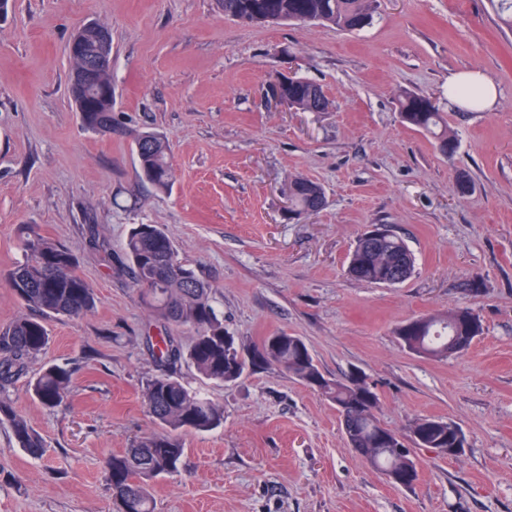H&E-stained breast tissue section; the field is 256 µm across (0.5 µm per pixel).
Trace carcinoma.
I'll list each match as a JSON object with an SVG mask.
<instances>
[{
	"label": "carcinoma",
	"instance_id": "carcinoma-1",
	"mask_svg": "<svg viewBox=\"0 0 512 512\" xmlns=\"http://www.w3.org/2000/svg\"><path fill=\"white\" fill-rule=\"evenodd\" d=\"M377 0H220L224 15L248 23H328L341 31L360 30L373 21ZM70 92L75 105L91 98L97 112L83 114L84 125L100 132L112 131V98L97 96V89L112 86V67L98 74L89 84L76 75L83 69L84 57L70 56ZM318 85L301 77H293L281 91L304 111L326 110L329 102L317 95ZM403 121L411 127L433 135L436 148L457 142L448 134V124L439 108L429 98L405 92L399 99ZM136 153L142 179L161 191L170 189L175 174L168 143L154 132H143L136 138ZM320 185L302 177L290 187V212L295 215L319 210L317 196ZM380 239L363 245L358 237L352 252L348 273L355 279L374 285L387 281L400 284L415 270V258L408 244L385 226ZM126 257L134 285L140 288L145 305L163 324L190 325L197 329L191 344L183 346L178 337L167 334L153 344L163 374L146 379L143 395L151 416L168 431L144 436L134 441L125 452L114 455L108 463V480L112 486L116 512H155L148 481L174 471L184 453L179 435L206 432L224 421V408L201 396L179 378L182 364L193 367L203 378L221 385H231L244 375L269 364L278 365L289 376L314 387L346 412L344 433L349 445L367 464L381 474L395 470H411L408 487L418 481L414 449L433 448L442 456L456 445H465L448 422L432 417H419L410 426L412 447L403 450L393 444L375 441L380 428L377 418L378 397L366 383L348 376L336 380L326 378L308 347L299 336L280 332L264 337L251 353L241 350L236 338L224 330V319L212 305L211 287L196 276L178 258V253L163 228L157 224H135L130 229ZM16 297L26 306L41 313L39 318L18 317L0 328V392L20 378L27 362L38 357L48 342L43 322L47 316L77 317L95 306L94 290L76 272L73 255L64 247L41 237L27 241L25 255L11 274ZM473 321V336L482 334L481 320L472 311L458 308L443 316L413 318L398 328L397 336L409 351L441 359L461 354L471 342H455L461 318ZM71 373L60 365H47L30 382L35 397L54 407L70 392ZM11 427L18 447L37 456L42 439L28 421L17 415L10 404L0 399V418Z\"/></svg>",
	"mask_w": 512,
	"mask_h": 512
}]
</instances>
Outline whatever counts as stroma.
Returning <instances> with one entry per match:
<instances>
[{"label": "stroma", "instance_id": "1", "mask_svg": "<svg viewBox=\"0 0 512 512\" xmlns=\"http://www.w3.org/2000/svg\"><path fill=\"white\" fill-rule=\"evenodd\" d=\"M90 23L112 38L108 133L84 127L67 90L69 41ZM466 69L496 83L492 109L449 103L448 77ZM279 73L318 84L328 109L272 101ZM404 92L436 102L458 138L453 158L402 123ZM144 131L170 146V192L139 175ZM296 177L325 193L298 220ZM89 224L109 252L90 248ZM135 224L164 228L243 348L300 336L326 378L371 384L400 437L428 416L466 440L455 457L416 449L419 480L400 487L349 447L331 401L278 367L224 386L184 366L224 423L184 436L177 471L151 482L156 512H512V30L491 0H379L353 33L241 22L217 0H11L0 15V327L26 312L9 274L34 233L73 255L97 305L46 319L45 350L5 391L43 451L30 456L0 423V512H112L109 460L161 430L141 395L162 372L149 344L161 327L119 266ZM371 224L414 252L404 283L348 274ZM456 307L483 325L464 353L431 359L400 344L404 321ZM48 364L73 374L53 408L29 390Z\"/></svg>", "mask_w": 512, "mask_h": 512}]
</instances>
